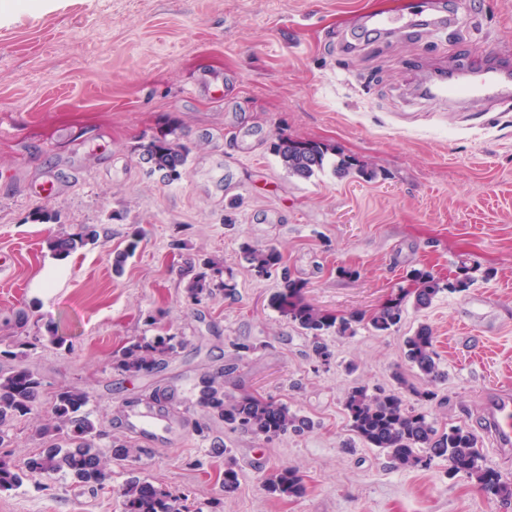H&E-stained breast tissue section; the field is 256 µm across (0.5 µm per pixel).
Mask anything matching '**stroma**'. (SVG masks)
Instances as JSON below:
<instances>
[{"mask_svg": "<svg viewBox=\"0 0 512 512\" xmlns=\"http://www.w3.org/2000/svg\"><path fill=\"white\" fill-rule=\"evenodd\" d=\"M449 0H60L0 24V350L43 379L45 395L75 387L106 435L127 437L128 401L171 388L186 432L150 454L112 464L105 490L62 474L28 475L0 492V512H122L118 489L133 474L220 512H512V503L473 481L430 468H396L355 440L343 409L357 385L395 388L424 381L404 357L419 325L434 336L444 373L439 402L423 403L437 428L481 434L489 467L512 481V447L482 434L487 401L512 392V111L439 105L419 93L429 74L512 64V0H462L452 27L429 18ZM423 24L365 37L369 17ZM177 130L189 150L182 179L153 172L141 146ZM321 143L330 160L310 178L289 175L278 139ZM345 156L373 180L334 173ZM58 214L37 223L38 207ZM97 242L56 256L48 241L84 226ZM142 240L122 274L113 257L132 232ZM283 255L301 296L334 314L373 313L408 287L411 270L437 279L468 269L467 290L441 293L428 308L406 306L398 329L358 327L328 338L318 362L312 339L274 304L280 275L259 277L245 245ZM219 262L236 295L194 304L180 271L186 260ZM53 287H40L43 273ZM182 333L185 348L165 370L129 377L112 355L148 334L146 316ZM38 337L34 350H20ZM253 345L238 358L239 343ZM237 363L224 392H259L308 417L313 430L265 441L212 425L196 429L205 371ZM47 406L13 423L16 462L40 449ZM226 455H213L212 442ZM233 460L239 482L219 477ZM284 467L306 492L277 499L263 489Z\"/></svg>", "mask_w": 512, "mask_h": 512, "instance_id": "obj_1", "label": "stroma"}]
</instances>
